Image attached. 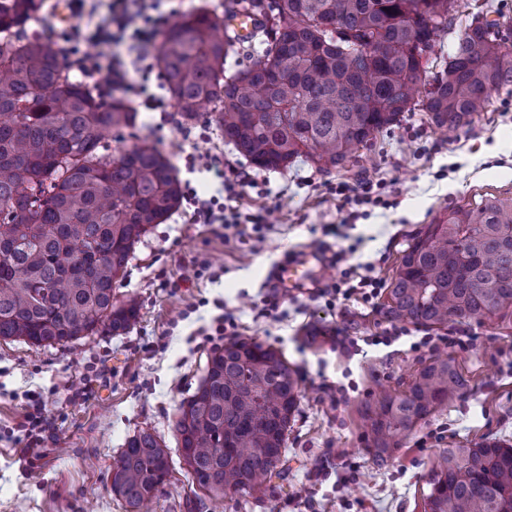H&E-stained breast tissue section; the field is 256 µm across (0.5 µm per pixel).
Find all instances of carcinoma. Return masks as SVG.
<instances>
[{"mask_svg": "<svg viewBox=\"0 0 512 512\" xmlns=\"http://www.w3.org/2000/svg\"><path fill=\"white\" fill-rule=\"evenodd\" d=\"M230 0L262 18L261 60L230 73L245 50L198 8L162 34L163 88L189 124L207 112L224 143L268 170L301 158L343 169L373 136L421 109L437 127L462 128L492 94L512 86V35L473 17L437 72L434 52L458 0ZM46 0H0V339L66 346L106 327L133 329L138 302L112 290L136 244L175 212L181 182L147 138L111 150L139 112L71 79L61 50L29 35ZM380 316L424 328L467 319L512 322V196L460 206L415 234L391 278ZM467 387L455 361L437 357L408 391L363 409L377 466L417 423ZM299 374L278 349L232 338L214 351L180 406L178 450L211 499L264 493L299 410ZM170 449L149 429L124 445L112 492L143 512L170 473ZM425 512H512V446L487 439L444 451Z\"/></svg>", "mask_w": 512, "mask_h": 512, "instance_id": "carcinoma-1", "label": "carcinoma"}]
</instances>
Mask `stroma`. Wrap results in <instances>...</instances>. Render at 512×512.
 Here are the masks:
<instances>
[{
	"instance_id": "stroma-1",
	"label": "stroma",
	"mask_w": 512,
	"mask_h": 512,
	"mask_svg": "<svg viewBox=\"0 0 512 512\" xmlns=\"http://www.w3.org/2000/svg\"><path fill=\"white\" fill-rule=\"evenodd\" d=\"M483 14L512 23V0H463L429 61L439 70L471 21ZM136 138L160 149L184 145L172 161L184 199L164 223L135 247L114 299L137 298L138 324L127 334L100 329L76 347L35 348L0 340V512H126L112 492V471L126 440L148 428L171 448L170 475L152 512H188L197 487L177 451L179 404L205 375L213 351L223 348L225 313L235 335L273 346L301 380L300 411L288 429L287 461L267 479L262 497L239 494L207 502L199 512H424L429 475L438 454L493 438L512 445V329L470 319L468 348L419 344L425 328L391 345L357 344L382 335L387 323L377 302L329 294L346 274L389 282L411 237L453 208L482 197L512 196V87L494 93L488 111L456 131H441L421 111L377 134L357 163L329 174L297 162L287 169L255 167L227 146L214 123H184L141 110ZM224 157V178L241 214L265 208L268 222L239 236L195 215L191 196L207 198L217 185L202 171L207 158ZM368 175L384 180L390 207H367L350 217L334 194L337 183ZM334 224L338 235L324 233ZM327 262H345L278 296L260 314L266 282L317 241ZM320 335L308 344L304 332ZM453 358L468 389L436 409L405 436L385 467H376L369 427L361 416L381 391L408 388L430 359ZM45 407V447L28 445L23 428L32 398Z\"/></svg>"
}]
</instances>
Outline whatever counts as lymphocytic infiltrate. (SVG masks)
I'll return each instance as SVG.
<instances>
[{"label": "lymphocytic infiltrate", "mask_w": 512, "mask_h": 512, "mask_svg": "<svg viewBox=\"0 0 512 512\" xmlns=\"http://www.w3.org/2000/svg\"><path fill=\"white\" fill-rule=\"evenodd\" d=\"M161 0H110L108 15L94 32L74 28L70 66L93 85L140 100L154 109L163 103L148 87L137 81L146 72V60L163 18Z\"/></svg>", "instance_id": "1"}]
</instances>
